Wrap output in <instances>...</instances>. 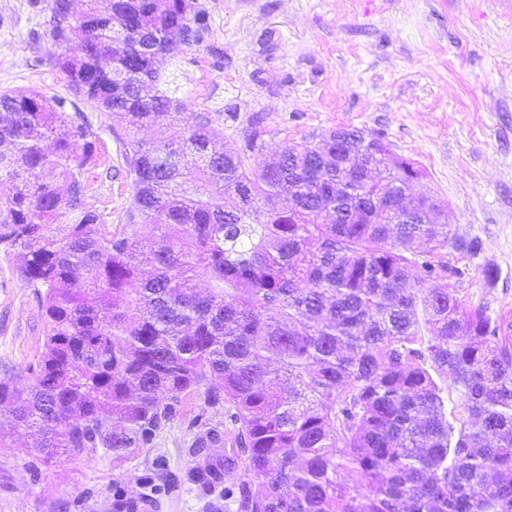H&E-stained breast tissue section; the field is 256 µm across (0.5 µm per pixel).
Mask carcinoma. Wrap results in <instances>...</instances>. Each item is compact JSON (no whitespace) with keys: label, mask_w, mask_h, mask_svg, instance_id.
Returning <instances> with one entry per match:
<instances>
[{"label":"carcinoma","mask_w":512,"mask_h":512,"mask_svg":"<svg viewBox=\"0 0 512 512\" xmlns=\"http://www.w3.org/2000/svg\"><path fill=\"white\" fill-rule=\"evenodd\" d=\"M207 30L193 0H53L48 37L72 91L137 130L179 113L185 33L195 46ZM223 139L190 117L178 141L128 137L133 196L107 224L85 201L89 119L0 94V247L44 289L29 385L0 382L10 429L38 436L32 466L146 448L193 393L224 409L234 456L210 457L222 434L204 431L189 480L236 512H512V318L464 306L416 261L421 241H479L447 206L410 203L414 176L369 168L370 140L352 172L334 131L253 172Z\"/></svg>","instance_id":"cac0c4a2"}]
</instances>
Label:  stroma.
I'll list each match as a JSON object with an SVG mask.
<instances>
[{"label": "stroma", "instance_id": "35a3bbf8", "mask_svg": "<svg viewBox=\"0 0 512 512\" xmlns=\"http://www.w3.org/2000/svg\"><path fill=\"white\" fill-rule=\"evenodd\" d=\"M204 41L181 57L179 96L190 115L223 131L246 166L286 144L318 142L339 128L382 137L426 173L414 192L448 204L452 230L478 238L473 255L443 250L418 261L440 273L466 306L512 316V0H195ZM52 0H0V94L34 90L65 99L96 135L85 197L120 224L132 200L123 114L76 96L50 56ZM259 132L263 149L246 140ZM0 251V382L27 385L43 344L40 298ZM498 277L486 283L485 268ZM202 412L189 396L148 448L117 459L104 449L31 467L36 439L12 433L0 447V512H234L188 479Z\"/></svg>", "mask_w": 512, "mask_h": 512}]
</instances>
